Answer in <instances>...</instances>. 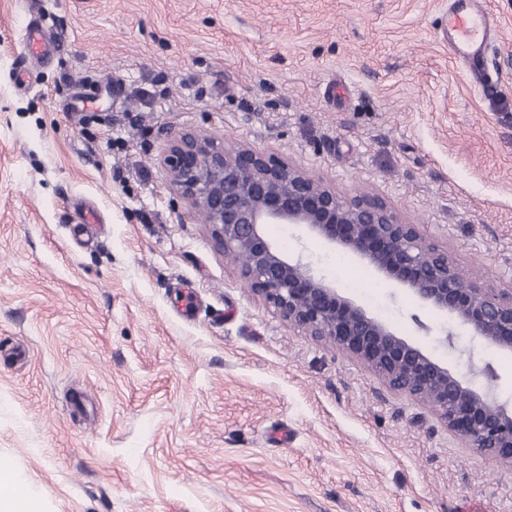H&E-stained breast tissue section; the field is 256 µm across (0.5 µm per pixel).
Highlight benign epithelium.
I'll return each mask as SVG.
<instances>
[{
	"instance_id": "7a95c632",
	"label": "benign epithelium",
	"mask_w": 512,
	"mask_h": 512,
	"mask_svg": "<svg viewBox=\"0 0 512 512\" xmlns=\"http://www.w3.org/2000/svg\"><path fill=\"white\" fill-rule=\"evenodd\" d=\"M162 161L171 192L205 215L216 248L233 259L237 277L283 323L340 347L390 389L434 408L470 447L512 466V405L497 399L492 365L481 369V384L462 381L339 292L310 263L284 255L267 228L302 227L508 353L512 287L488 288L466 279L447 247L426 239L379 196L347 198L251 144L226 146L200 131L174 132Z\"/></svg>"
}]
</instances>
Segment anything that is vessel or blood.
Masks as SVG:
<instances>
[{
    "instance_id": "b4317fda",
    "label": "vessel or blood",
    "mask_w": 512,
    "mask_h": 512,
    "mask_svg": "<svg viewBox=\"0 0 512 512\" xmlns=\"http://www.w3.org/2000/svg\"><path fill=\"white\" fill-rule=\"evenodd\" d=\"M445 25L451 57L474 78L489 80L488 42L497 32L494 14L483 9L479 0H449ZM24 40L34 58L48 55L53 48L43 29L34 24L26 26Z\"/></svg>"
}]
</instances>
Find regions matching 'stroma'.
Returning a JSON list of instances; mask_svg holds the SVG:
<instances>
[{
	"label": "stroma",
	"mask_w": 512,
	"mask_h": 512,
	"mask_svg": "<svg viewBox=\"0 0 512 512\" xmlns=\"http://www.w3.org/2000/svg\"><path fill=\"white\" fill-rule=\"evenodd\" d=\"M484 2L477 88L448 0H0V463L46 512H512V466L282 323L162 165L172 131L250 143L512 285V0ZM35 17L56 50L32 64ZM268 234L512 402V353L299 226ZM448 31V50L474 78L489 81L488 42L497 33L494 14L478 0H450L444 23Z\"/></svg>",
	"instance_id": "stroma-1"
}]
</instances>
